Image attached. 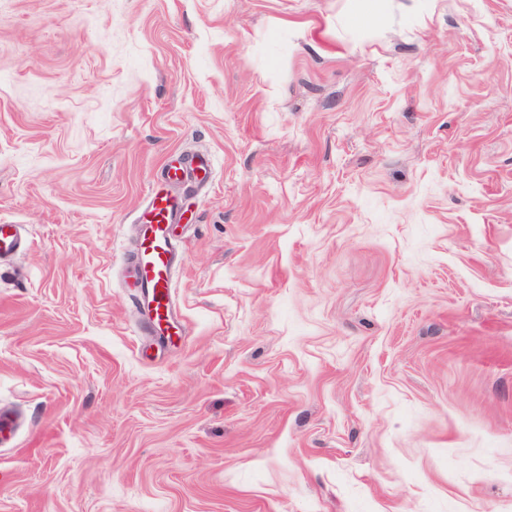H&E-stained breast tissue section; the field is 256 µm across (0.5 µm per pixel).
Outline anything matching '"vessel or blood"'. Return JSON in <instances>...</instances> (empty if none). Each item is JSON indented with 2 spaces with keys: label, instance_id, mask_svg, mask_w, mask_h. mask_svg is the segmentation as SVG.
I'll use <instances>...</instances> for the list:
<instances>
[{
  "label": "vessel or blood",
  "instance_id": "b4317fda",
  "mask_svg": "<svg viewBox=\"0 0 512 512\" xmlns=\"http://www.w3.org/2000/svg\"><path fill=\"white\" fill-rule=\"evenodd\" d=\"M210 171L207 159L200 155L176 165H166L161 178L170 184V191L150 192L138 216L143 230L131 255V268L141 286L137 305L144 312L147 328L158 336L186 331L173 302L179 245L173 237L172 226L181 216V202L172 189L185 183L203 187ZM21 242L17 225L0 224V257L15 253Z\"/></svg>",
  "mask_w": 512,
  "mask_h": 512
}]
</instances>
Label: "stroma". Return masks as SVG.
<instances>
[{"label": "stroma", "mask_w": 512, "mask_h": 512, "mask_svg": "<svg viewBox=\"0 0 512 512\" xmlns=\"http://www.w3.org/2000/svg\"><path fill=\"white\" fill-rule=\"evenodd\" d=\"M0 223V512H512V0H0ZM210 165L204 156L197 155L178 165L168 164L161 170V178L169 185L192 183L197 188L205 186L210 175ZM136 218L144 225L131 255V268L140 283L137 306L143 310L147 328L157 336L186 334L174 306V276L179 245L172 225L179 222L181 202L171 192L151 190ZM18 224H0V257L12 255L21 248Z\"/></svg>", "instance_id": "obj_1"}]
</instances>
